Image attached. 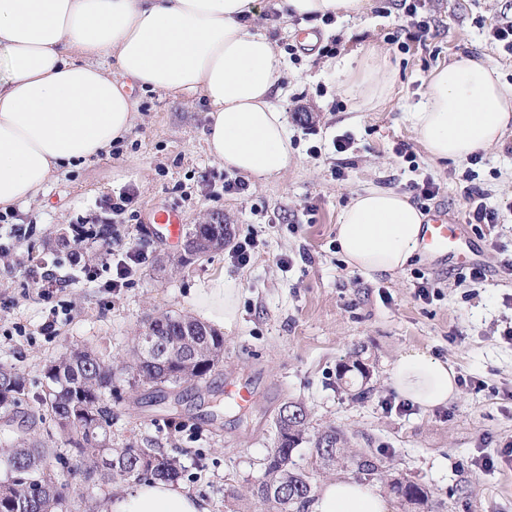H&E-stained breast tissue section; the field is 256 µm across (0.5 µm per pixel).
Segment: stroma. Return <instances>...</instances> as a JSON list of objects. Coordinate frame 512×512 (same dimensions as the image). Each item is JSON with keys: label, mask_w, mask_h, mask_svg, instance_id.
Segmentation results:
<instances>
[{"label": "stroma", "mask_w": 512, "mask_h": 512, "mask_svg": "<svg viewBox=\"0 0 512 512\" xmlns=\"http://www.w3.org/2000/svg\"><path fill=\"white\" fill-rule=\"evenodd\" d=\"M267 5L257 23L277 44L283 69L278 103L288 116L296 162L281 178L248 179L241 194L205 200L196 193L202 173H223L208 153L209 106L200 94L171 95L131 88L136 121L120 151H107L58 172L34 202L14 207V220L37 231L18 247L31 263L60 258L59 243L77 217L95 213L106 197L130 188L138 217L128 241L148 255L120 293L95 286L64 295L72 311L59 316L56 332L39 333L48 304L25 284L18 268L0 262V362L24 373L30 396L0 431L22 436L37 396L46 388L45 367L63 351L96 349L116 366L112 380L113 447L134 443L159 449L185 467L180 484L204 499L210 512H263L251 490L261 480L275 441L274 417L287 401L302 402L310 432L343 431L350 453L383 461L389 476L416 482L427 505L394 498V512H512V462L502 453L512 443V276L501 262L512 253V132L483 150L477 184L499 223L482 235L469 222L463 196L468 162L433 161L411 114L432 71L458 55L482 58L512 84V55L491 43V25L512 20V0H425L419 14L430 29L421 41L398 34L405 0H371L367 16L315 23L313 42ZM335 45V56L321 49ZM377 49L395 72L389 95L371 108L357 107L336 90V56ZM353 145L338 153L333 140ZM406 155H397L398 146ZM318 154H311V147ZM433 177L439 192L426 203L467 225L487 278L464 279L462 268L416 256L401 271L367 277L351 270L336 242V224L356 193L381 188L407 194L410 184ZM173 209L183 234L200 224L230 227L231 242H257L247 266H235L228 248L185 257L182 241L157 232L156 211ZM288 257L281 270L277 261ZM240 288L238 322L223 329L224 362L204 380L158 393L132 389L120 364L133 336L151 319L192 316L193 288L216 276ZM430 296H418L419 283ZM418 349L451 364L459 394L431 410L401 406L390 384L392 363ZM361 364L366 394L355 398L339 380L343 367ZM248 386L253 399L235 405L227 386ZM71 468L66 491L79 512H105L117 488L86 481L90 460L57 440ZM494 467L476 468L478 457Z\"/></svg>", "instance_id": "35a3bbf8"}]
</instances>
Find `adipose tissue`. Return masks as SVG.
<instances>
[{
  "mask_svg": "<svg viewBox=\"0 0 512 512\" xmlns=\"http://www.w3.org/2000/svg\"><path fill=\"white\" fill-rule=\"evenodd\" d=\"M289 16H360L370 0H285ZM259 0H0V208L34 201L55 174L123 139L135 121L128 93H201L211 110V157L256 180L293 164L288 120L278 106L281 55L253 23ZM337 90L368 107L389 93L394 72L380 52L336 60ZM435 160L461 161L500 144L512 128V85L465 55L436 68L412 114ZM424 215L396 192L372 188L343 209L336 230L351 269L384 275L417 255ZM192 310L229 328L239 289L217 276L192 291ZM398 395L432 409L458 394L448 362L421 350L393 363ZM311 512H392L372 484L338 477L317 489ZM108 512H209L206 502L162 480L112 498Z\"/></svg>",
  "mask_w": 512,
  "mask_h": 512,
  "instance_id": "ef3b65f1",
  "label": "adipose tissue"
}]
</instances>
